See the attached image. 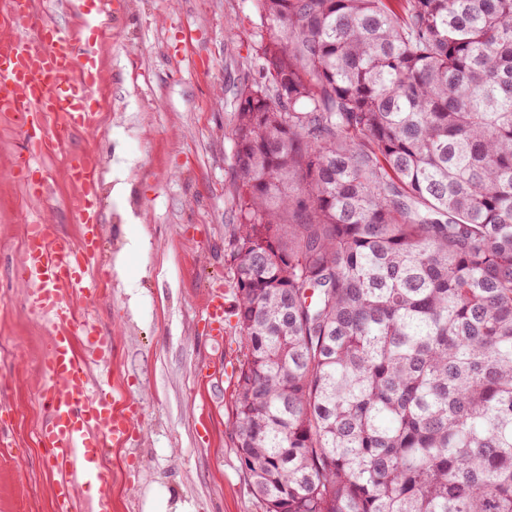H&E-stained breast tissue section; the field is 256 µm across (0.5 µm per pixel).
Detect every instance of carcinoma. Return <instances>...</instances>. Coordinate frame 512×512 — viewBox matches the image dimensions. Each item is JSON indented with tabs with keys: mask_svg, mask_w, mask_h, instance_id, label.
Segmentation results:
<instances>
[{
	"mask_svg": "<svg viewBox=\"0 0 512 512\" xmlns=\"http://www.w3.org/2000/svg\"><path fill=\"white\" fill-rule=\"evenodd\" d=\"M232 427L264 512H512V0H258Z\"/></svg>",
	"mask_w": 512,
	"mask_h": 512,
	"instance_id": "obj_1",
	"label": "carcinoma"
}]
</instances>
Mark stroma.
Here are the masks:
<instances>
[{
  "instance_id": "stroma-1",
  "label": "stroma",
  "mask_w": 512,
  "mask_h": 512,
  "mask_svg": "<svg viewBox=\"0 0 512 512\" xmlns=\"http://www.w3.org/2000/svg\"><path fill=\"white\" fill-rule=\"evenodd\" d=\"M115 2L112 33L96 45L101 124L43 155L46 198L10 177L22 140L0 116V512H58L40 436L49 327L16 269L40 215L81 239L64 168L88 149L101 160V262L93 295L71 302L112 339L89 378L106 379L141 421L106 450L105 480L81 488L79 512L103 492L112 512H262L231 422L243 348L227 243L239 218L236 91L260 81L258 47L274 30L253 0Z\"/></svg>"
}]
</instances>
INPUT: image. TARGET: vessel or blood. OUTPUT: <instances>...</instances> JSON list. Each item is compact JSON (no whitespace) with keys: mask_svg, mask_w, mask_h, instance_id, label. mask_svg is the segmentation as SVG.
Masks as SVG:
<instances>
[{"mask_svg":"<svg viewBox=\"0 0 512 512\" xmlns=\"http://www.w3.org/2000/svg\"><path fill=\"white\" fill-rule=\"evenodd\" d=\"M11 5L13 34L0 42V113L11 117L25 144L12 174L31 196L39 197L46 186L35 175V160L47 139L61 130L91 133L100 125L94 104L99 82L95 44L112 17V0H71V10L81 19L74 29L45 18L32 0H11ZM68 174L79 190L82 240L72 243L46 222L29 225L17 275L30 288V306L50 327L51 349L44 363L46 418L40 432L58 475L56 498L65 512H74L78 488L102 481V456L107 447L127 442L137 413L117 408L103 384H90L85 374L86 362L106 364L111 346L94 322L77 318L69 299L90 278L99 251L96 153L74 155ZM80 335L89 346L85 362L74 351L73 341Z\"/></svg>","mask_w":512,"mask_h":512,"instance_id":"obj_1","label":"vessel or blood"}]
</instances>
